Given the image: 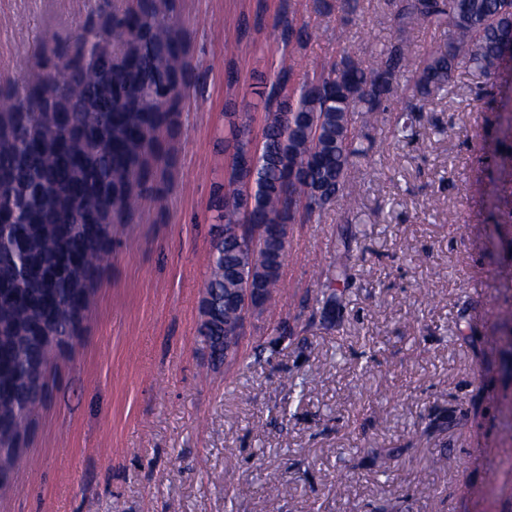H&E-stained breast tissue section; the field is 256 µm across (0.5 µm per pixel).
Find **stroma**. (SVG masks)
I'll list each match as a JSON object with an SVG mask.
<instances>
[{
    "mask_svg": "<svg viewBox=\"0 0 512 512\" xmlns=\"http://www.w3.org/2000/svg\"><path fill=\"white\" fill-rule=\"evenodd\" d=\"M133 4L0 0V91L42 84L37 57L77 56L90 17ZM359 4L346 26L336 0L162 9L186 85L45 374L0 512H512V282L498 278L512 269V60L489 79L458 69L414 138L369 131L343 202L292 224L278 303L247 317L235 363L198 338L228 128L250 113L260 141L253 105L285 49L300 60L287 95L396 38L383 0ZM284 16L313 38L284 46ZM343 238L350 277L331 311Z\"/></svg>",
    "mask_w": 512,
    "mask_h": 512,
    "instance_id": "obj_1",
    "label": "stroma"
}]
</instances>
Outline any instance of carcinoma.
Wrapping results in <instances>:
<instances>
[{"instance_id":"carcinoma-1","label":"carcinoma","mask_w":512,"mask_h":512,"mask_svg":"<svg viewBox=\"0 0 512 512\" xmlns=\"http://www.w3.org/2000/svg\"><path fill=\"white\" fill-rule=\"evenodd\" d=\"M403 32L423 22L444 36L421 57L407 38L399 36L371 50L363 67L347 55L322 68L288 99H264L263 141L259 146L232 129L236 152L224 179V194L214 204L216 234L212 240L205 288L211 301L207 319L198 328L211 357L224 360V321L237 318L241 281L240 253L227 233L238 229L253 238L256 224H292L303 212L318 216L342 191L347 171L365 156L361 129L395 112L391 135L415 136L417 102L449 91L456 69L466 67L485 78L499 65L501 44L512 38V0H386ZM142 29L132 36L129 16L112 17L110 39L122 47L112 69H72L60 55L50 80L65 92L63 99L81 109L78 121L102 125L104 141L87 147L71 132L57 127L50 112L27 105L30 86L16 85L0 94V188L20 210L17 224H0V238L16 241L19 250L0 252V476L14 464L9 443L26 431L30 414L42 394L43 379L56 347L75 335L80 315L69 298L91 293L98 263L106 253L112 225L121 223L137 197L145 176L147 155L169 113L162 107L180 98L187 65L185 47L174 25L158 20L155 4L145 3L138 15ZM293 54L282 55L279 89L294 71ZM409 84L400 85L402 76ZM112 99V122L99 112ZM69 136L73 148L86 155L82 169L59 166L54 141ZM86 192L79 202L71 185ZM83 209L112 212V223L88 238L77 223ZM285 229L268 230L265 247L255 252L254 268L268 282L266 302L272 304L279 269L287 256L280 237ZM77 242L88 243L81 268L51 285L36 270L54 264ZM336 250L329 281H347L349 246Z\"/></svg>"}]
</instances>
